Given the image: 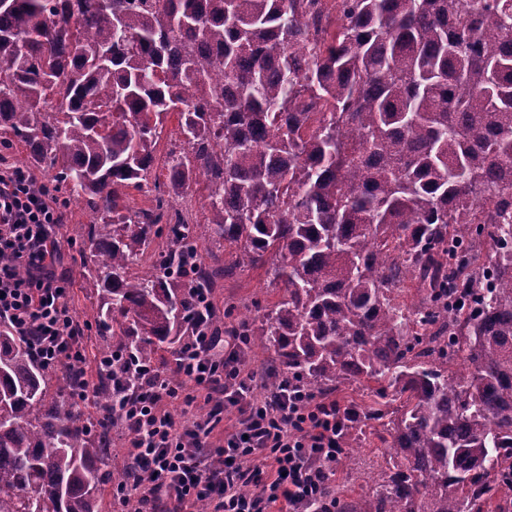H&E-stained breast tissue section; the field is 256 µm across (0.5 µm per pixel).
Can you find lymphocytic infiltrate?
Listing matches in <instances>:
<instances>
[{"label": "lymphocytic infiltrate", "mask_w": 512, "mask_h": 512, "mask_svg": "<svg viewBox=\"0 0 512 512\" xmlns=\"http://www.w3.org/2000/svg\"><path fill=\"white\" fill-rule=\"evenodd\" d=\"M59 221L46 190L32 187L21 169H0V321L29 338L46 370L80 379L85 401L97 385L79 345L84 329L55 272L52 228ZM240 346L237 334L211 328L191 337L176 358L179 382L143 367L124 410L136 471L132 480H117L113 499L137 500L147 512H184L201 502L211 512H274L282 502L288 512H324L343 408L288 387L257 398V371L241 359ZM198 401L205 410L190 422L170 410ZM229 406L239 417L214 444Z\"/></svg>", "instance_id": "1"}]
</instances>
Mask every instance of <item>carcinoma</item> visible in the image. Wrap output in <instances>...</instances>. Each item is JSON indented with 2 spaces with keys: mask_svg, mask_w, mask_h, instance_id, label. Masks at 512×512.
I'll use <instances>...</instances> for the list:
<instances>
[{
  "mask_svg": "<svg viewBox=\"0 0 512 512\" xmlns=\"http://www.w3.org/2000/svg\"><path fill=\"white\" fill-rule=\"evenodd\" d=\"M171 116L169 189L204 186L203 225L125 204ZM0 129L92 212L111 338L94 418L0 325V512H103L110 379L179 353L205 311L172 273L211 288L256 265L283 298L230 327L242 358L274 352L268 393L378 398L336 464L376 421L386 466L356 502L328 490L335 512H512V0H0Z\"/></svg>",
  "mask_w": 512,
  "mask_h": 512,
  "instance_id": "1",
  "label": "carcinoma"
}]
</instances>
